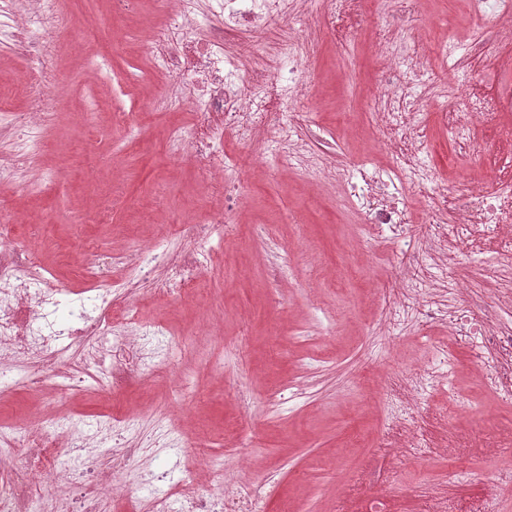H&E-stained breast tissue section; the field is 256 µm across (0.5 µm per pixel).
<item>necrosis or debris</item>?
Segmentation results:
<instances>
[{"mask_svg": "<svg viewBox=\"0 0 512 512\" xmlns=\"http://www.w3.org/2000/svg\"><path fill=\"white\" fill-rule=\"evenodd\" d=\"M161 15L143 60L160 72L162 90L145 100L144 111L193 110L190 125L169 130L171 154L196 163L207 184L229 181L236 168L224 160V137L255 157L278 153L301 159L307 178L327 179L339 197L355 207L361 224L375 240L399 248L403 286L394 302L413 310L423 323L447 328L437 339L432 370L419 373V386L437 390L456 375L448 356L464 348L495 363L486 389L501 403H512V127L500 123L512 109V92L477 95L490 73H512V0H470L474 22L464 43L449 42L437 30H425V0H155ZM77 38L92 59L107 62L112 42L106 30L74 25L60 0H25L0 25V41L14 39L19 52L39 62L22 111L0 114V127L20 129L26 138L20 155L0 161V185L16 183L32 171L45 147L53 114L44 103L46 86L58 84L55 46L46 30ZM372 31L380 65L368 96L373 122L383 134L380 148L394 162V175L356 174L351 161H330L315 151L299 123L267 108L271 95L299 100L311 83L306 63L322 39L358 42ZM424 35L425 43L394 49L402 32ZM453 61L463 85L446 70L429 68V59ZM453 132L449 171L481 154L483 176L448 192L436 165L421 153L429 134ZM424 188L428 200L417 218L400 204L402 181ZM243 190L225 193L223 204L180 224L176 234L191 242L208 235L212 225L232 222ZM16 216L0 205V396L22 387L67 391L83 382L88 368L110 357L100 377L108 390L140 384L145 347L162 351L170 332L161 325L138 335L134 297L149 269L165 266L167 278L158 297L188 295L222 256L188 253L173 258L141 250L113 253L112 264L125 278L114 287L111 275L95 260L82 266L83 286L61 302L48 268L12 242ZM491 254L477 272L441 282V298H422L432 268L458 245ZM112 418L104 416L94 432L19 428L0 423V512H99L112 500L116 512H265L262 492L232 480L209 485L177 482L163 496L140 502L123 499L124 480L142 449L120 445L103 456L98 449L112 436Z\"/></svg>", "mask_w": 512, "mask_h": 512, "instance_id": "1", "label": "necrosis or debris"}]
</instances>
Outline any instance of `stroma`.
<instances>
[{
    "label": "stroma",
    "instance_id": "obj_1",
    "mask_svg": "<svg viewBox=\"0 0 512 512\" xmlns=\"http://www.w3.org/2000/svg\"><path fill=\"white\" fill-rule=\"evenodd\" d=\"M136 51L135 41L124 42L103 66L85 61L79 47L59 44L56 62L67 85L50 92L56 119L39 165L45 191L32 198L23 184L0 187L15 201L19 243L65 289L79 287L81 264L92 253L177 250L169 231L184 220V202H207L201 169L174 163L168 149L171 124L189 122V110L150 112L126 126L107 120V111L134 102L119 86ZM310 72L314 85L301 110L318 142L355 156L368 171L389 165L384 152L366 153L345 130L352 114L366 110L365 92L376 78L368 45L322 44ZM238 171L247 190L236 223L196 244L223 255L204 291L159 299L153 288L167 275L163 267L142 283L136 307L143 324L162 319L175 332L155 360L160 374L108 399L84 382L44 397V417H68L86 429L97 414L122 417L125 438L160 448V464L175 481L212 476L169 453L171 443L195 456L222 452L227 477L271 489L266 512H281L287 498L295 512H364L366 490L424 479L444 485L451 512H482L495 492L503 512H512V452L495 460L483 454L495 422L512 415L487 407L477 389L459 396L465 414L458 439L480 483L449 475L438 454L443 430L428 408L447 403L444 393L415 397L422 443L413 453L389 459L373 440L365 449L373 457L369 469L347 462L357 436L385 431L399 414L382 397L389 367L430 370L438 332L400 322L383 327L399 281L396 247L346 223L335 187L310 186L298 165L275 159L246 157ZM98 173L125 180L106 224L93 221L84 195ZM160 405L171 410L169 425L150 418Z\"/></svg>",
    "mask_w": 512,
    "mask_h": 512
}]
</instances>
